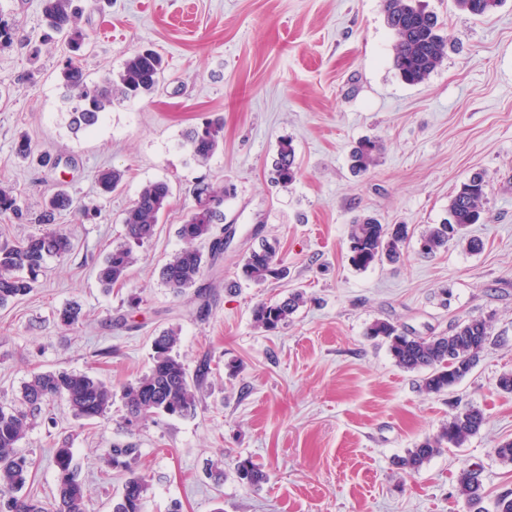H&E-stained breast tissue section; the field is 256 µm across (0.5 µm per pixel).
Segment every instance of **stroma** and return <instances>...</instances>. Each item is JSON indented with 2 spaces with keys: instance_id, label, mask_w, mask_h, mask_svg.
<instances>
[{
  "instance_id": "1",
  "label": "stroma",
  "mask_w": 512,
  "mask_h": 512,
  "mask_svg": "<svg viewBox=\"0 0 512 512\" xmlns=\"http://www.w3.org/2000/svg\"><path fill=\"white\" fill-rule=\"evenodd\" d=\"M420 4L456 49L410 85L393 68L383 0H81L89 78L118 74L146 48L167 67L155 95L114 104L92 133L76 134L59 81L68 49L44 42L41 0H0V19L22 33L0 49V187L32 214L60 187L100 210L92 220L62 212L71 251L47 259L33 291L0 307V404H16L41 371L86 373L120 389L148 370L154 339L170 328L189 369L209 367L194 415H155L133 429L119 397L92 420L75 419L65 398L47 401L18 444L34 463L26 494L52 506L54 453L66 446L89 491L86 512H111L125 476L104 453L130 443L148 484L145 512H169L176 501L182 512H468L456 485L474 463L481 505L495 512L512 490V464L494 453L512 440V393L498 386L512 375V0L485 18L453 0ZM215 115L224 119L222 151L190 159L186 131ZM23 134L35 151L26 160L14 151ZM284 138L300 166L286 187L272 174ZM365 138L381 149L357 174L349 155ZM112 166L125 170V184L105 198L96 175ZM475 171L489 184L485 221L469 229L482 249L452 241L420 255L418 234L446 218ZM200 178L228 188L232 234L198 286L178 294L161 268L183 245L178 228ZM155 180L169 183L170 205L135 247L125 282L105 289L98 265L124 238V210ZM363 217L408 225L399 262L351 266L349 229ZM264 241L287 277L239 283L243 257ZM291 290L306 301L288 324L258 328L254 307ZM71 303L81 319L66 326L58 312ZM471 317L489 321L492 342L473 373L439 395L367 334L385 320L430 336ZM471 405L486 416L477 435L419 470L397 467ZM244 459L268 481L242 486L234 468Z\"/></svg>"
}]
</instances>
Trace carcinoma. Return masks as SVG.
I'll return each mask as SVG.
<instances>
[{"label":"carcinoma","instance_id":"1","mask_svg":"<svg viewBox=\"0 0 512 512\" xmlns=\"http://www.w3.org/2000/svg\"><path fill=\"white\" fill-rule=\"evenodd\" d=\"M43 15L50 31L65 38L74 51L82 48L87 34L78 26L74 0H42ZM455 8L472 16L482 17L495 12L501 0H454ZM389 28L394 31L393 67L400 78L409 84L425 81L448 54V41L441 34L438 16L427 12L416 0H384ZM164 61L152 50H142L126 57L117 78L110 76L98 81L87 78L80 63L66 62L61 72L64 110L74 132L94 127L100 115L116 101H127L153 94L162 78ZM224 144V122L210 119L188 130L184 148L196 161L210 159ZM378 146L369 139L360 141L352 150V168L367 169L374 161ZM277 182L288 186L298 175L296 149L292 140L279 141L275 162ZM125 171L112 168L99 172L100 194L108 196L124 182ZM193 204L187 218L179 227L185 246L175 252L162 268V279L177 292L192 288L204 277L207 259L219 257L224 239L215 235L217 225L224 223V187L205 181L194 184ZM171 188L164 180L143 185L132 204L123 213L126 241L113 247L98 266L101 285L110 288L125 281L133 264L132 245L150 239L154 228L166 210ZM487 184L480 172L472 174L457 188L448 204V218L428 227L420 236L429 255L448 246V242L464 229L483 222ZM75 209L82 218L90 220L98 210L74 205V199L64 190L53 192L44 200L34 222L45 228L16 243H0V306L28 295L34 288L46 260L71 251L69 237L55 225L56 214ZM24 216L18 197L10 189L0 188V216ZM408 236L394 228L366 217L351 225L349 241L353 244L350 262L366 269L384 259L397 260ZM244 280L262 285L279 279L287 271L276 261L274 246L265 242L251 250L243 260ZM304 303V294L292 292L276 302H262L253 309L255 324L267 331L288 324L291 316ZM368 335L382 338L396 364L407 370H424V388L429 393H445L462 382L477 366L480 354L491 340V327L480 317L458 324L448 333L435 336H410L398 331L387 321H376ZM176 331L171 329L154 341L152 365L147 373L123 388L127 408L126 422L133 427L148 417L163 413L171 417H186L197 408L196 391L208 369L190 372L175 352ZM55 396L66 397L74 415L90 420L103 416L112 406V387L87 373L47 371L33 375L22 390L21 405H0V512H45L38 501L21 494L32 475L33 462L19 453L17 443L25 436L29 421L41 413L42 404ZM486 421L482 409L470 406L453 415L439 434L426 438L407 450L397 460L402 470L416 471L445 446L460 447L477 435ZM108 464L128 473L123 491L112 512H144L146 477L133 467L139 449L130 444H114L106 452ZM57 497L54 512H86L88 489L79 479L73 465L70 448L55 451ZM239 483L247 488L258 487L267 481V474L248 460L239 462L236 469ZM480 469L467 467L457 480V493L474 508L482 500Z\"/></svg>","mask_w":512,"mask_h":512}]
</instances>
